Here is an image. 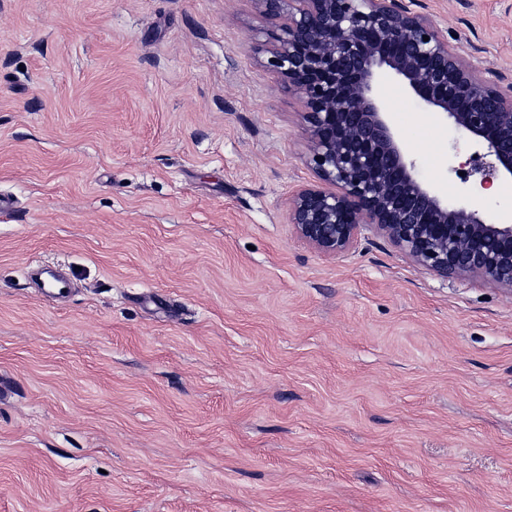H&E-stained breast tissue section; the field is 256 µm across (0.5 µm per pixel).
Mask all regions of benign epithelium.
Returning a JSON list of instances; mask_svg holds the SVG:
<instances>
[{"label":"benign epithelium","instance_id":"benign-epithelium-1","mask_svg":"<svg viewBox=\"0 0 512 512\" xmlns=\"http://www.w3.org/2000/svg\"><path fill=\"white\" fill-rule=\"evenodd\" d=\"M277 33L268 63L304 103L319 185L297 190L288 223L316 249L343 254L374 224L410 259L444 278L478 277L512 291V224L476 206L442 201L415 170L410 149L376 92L398 76L476 148L480 185L512 178V84L473 69L403 0H257ZM429 40H423V36Z\"/></svg>","mask_w":512,"mask_h":512}]
</instances>
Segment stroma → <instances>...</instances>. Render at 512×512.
<instances>
[{
	"instance_id": "1",
	"label": "stroma",
	"mask_w": 512,
	"mask_h": 512,
	"mask_svg": "<svg viewBox=\"0 0 512 512\" xmlns=\"http://www.w3.org/2000/svg\"><path fill=\"white\" fill-rule=\"evenodd\" d=\"M405 2L512 83V0ZM270 37L255 0H0V512H512V291L297 236ZM378 92L469 204L451 121ZM39 274V287L43 293L51 298H60L70 294L72 284L70 280L62 273L58 272L54 266L40 264L36 267Z\"/></svg>"
}]
</instances>
